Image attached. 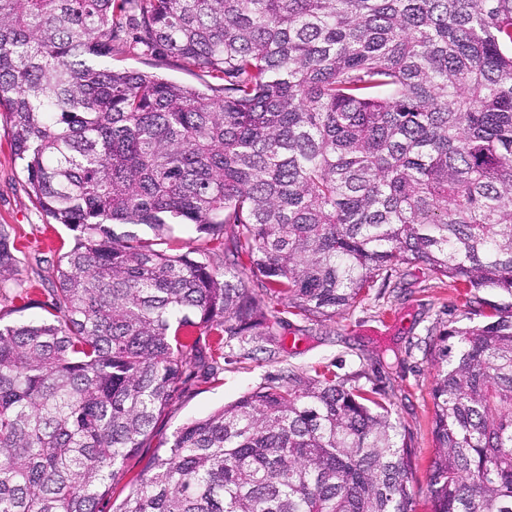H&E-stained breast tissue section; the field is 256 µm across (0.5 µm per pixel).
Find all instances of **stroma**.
<instances>
[{"mask_svg":"<svg viewBox=\"0 0 512 512\" xmlns=\"http://www.w3.org/2000/svg\"><path fill=\"white\" fill-rule=\"evenodd\" d=\"M112 55L116 69L160 74L177 83L203 87L198 73L177 68L171 60L142 54L129 41ZM0 224L8 225L17 247L16 270L0 288V316L5 321L47 317L54 286L52 272L73 244L65 226L46 217L28 192L21 162L14 154L11 128L0 110ZM173 238L180 252H204L223 262L231 237L213 240L194 227L177 224ZM485 307H464L460 290L434 280L426 266L400 268L389 284H376L335 321L318 323L301 313L283 314L278 335L231 341L215 369L190 367L182 388L155 427L153 439L128 460L135 475L154 455L159 443L192 418L206 416L268 380L294 370H327L357 376L359 384L385 391L392 417L400 423L416 454L411 482L415 512H430L428 467L436 454L432 434L431 361L426 341L435 327L485 324Z\"/></svg>","mask_w":512,"mask_h":512,"instance_id":"35a3bbf8","label":"stroma"}]
</instances>
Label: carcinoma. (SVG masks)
I'll return each instance as SVG.
<instances>
[{
  "label": "carcinoma",
  "mask_w": 512,
  "mask_h": 512,
  "mask_svg": "<svg viewBox=\"0 0 512 512\" xmlns=\"http://www.w3.org/2000/svg\"><path fill=\"white\" fill-rule=\"evenodd\" d=\"M0 0V109L74 232L0 322V512H101L211 339L326 322L403 264L498 289L436 333L431 512H512V0ZM142 52L206 94L112 68ZM231 232L250 266L161 248ZM16 247L0 225V283ZM195 329L188 342L184 335ZM386 393L291 371L180 426L112 512H413ZM134 25L135 22L128 18L124 43L120 45L122 48L112 55V68L157 73L177 83L201 89L206 88L204 82H212L208 77L199 76L201 73L198 71L190 72L177 68L165 57L144 55L138 49H133L130 43L135 32Z\"/></svg>",
  "instance_id": "cac0c4a2"
}]
</instances>
